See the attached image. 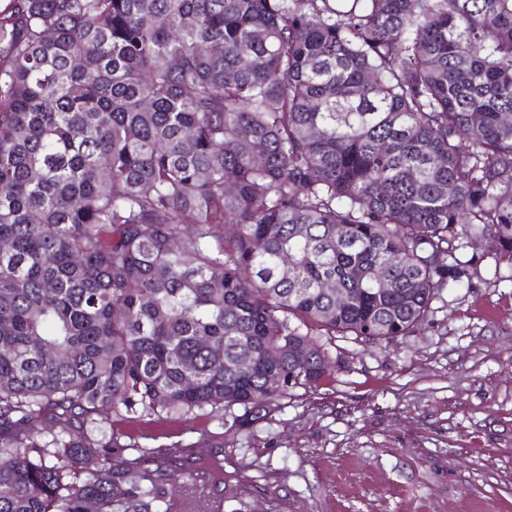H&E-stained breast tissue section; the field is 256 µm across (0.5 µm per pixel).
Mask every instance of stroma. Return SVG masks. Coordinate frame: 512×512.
I'll use <instances>...</instances> for the list:
<instances>
[{
    "instance_id": "stroma-1",
    "label": "stroma",
    "mask_w": 512,
    "mask_h": 512,
    "mask_svg": "<svg viewBox=\"0 0 512 512\" xmlns=\"http://www.w3.org/2000/svg\"><path fill=\"white\" fill-rule=\"evenodd\" d=\"M461 244L469 281L413 335L336 339L331 377L257 420L116 416V441L219 463L224 512H512V264Z\"/></svg>"
}]
</instances>
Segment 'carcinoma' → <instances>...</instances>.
Returning a JSON list of instances; mask_svg holds the SVG:
<instances>
[{"instance_id": "cac0c4a2", "label": "carcinoma", "mask_w": 512, "mask_h": 512, "mask_svg": "<svg viewBox=\"0 0 512 512\" xmlns=\"http://www.w3.org/2000/svg\"><path fill=\"white\" fill-rule=\"evenodd\" d=\"M485 234L512 263V0H8L0 512H168L102 413L314 387Z\"/></svg>"}]
</instances>
